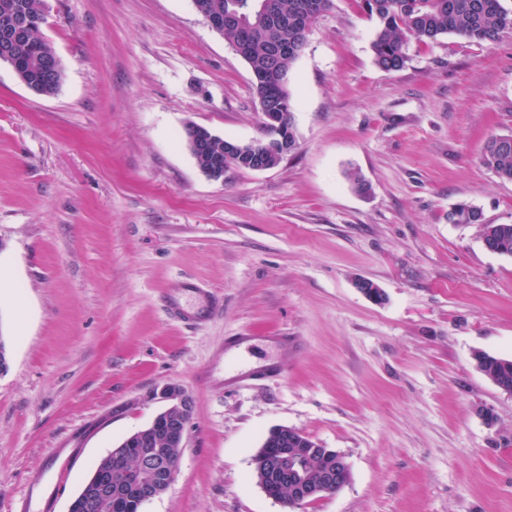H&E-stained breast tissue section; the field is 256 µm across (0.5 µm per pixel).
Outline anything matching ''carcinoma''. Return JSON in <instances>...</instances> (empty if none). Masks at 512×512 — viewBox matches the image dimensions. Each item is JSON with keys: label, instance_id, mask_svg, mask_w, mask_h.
<instances>
[{"label": "carcinoma", "instance_id": "carcinoma-1", "mask_svg": "<svg viewBox=\"0 0 512 512\" xmlns=\"http://www.w3.org/2000/svg\"><path fill=\"white\" fill-rule=\"evenodd\" d=\"M262 0H193L199 13H221L233 16L224 24V40L260 76L258 96L272 101V111L285 107L291 112L288 73L301 55L306 42L305 25L296 22L310 12L328 10L332 0H272L274 15L258 18ZM363 10L378 22L372 43L375 63L391 71L406 61L407 36L435 40L443 35H459L478 42H495L501 33L512 30V11L501 0H361ZM41 0H0V51L9 48L3 62L17 70V75L32 84L36 94L51 96L59 86L40 81L41 60L55 54L49 42L39 36ZM268 139L241 145L237 155L226 159L227 168L248 169L247 157L260 155V163L271 168L282 159L281 153L266 147L276 133L264 127ZM484 163L501 178L512 181V140L495 138L485 145ZM450 224H480L479 209L459 204L448 212ZM488 242L499 255L512 257V224H488L483 230ZM480 370L492 381L512 388V360L480 354ZM259 485L276 501L290 503L292 486L273 476L255 472Z\"/></svg>", "mask_w": 512, "mask_h": 512}]
</instances>
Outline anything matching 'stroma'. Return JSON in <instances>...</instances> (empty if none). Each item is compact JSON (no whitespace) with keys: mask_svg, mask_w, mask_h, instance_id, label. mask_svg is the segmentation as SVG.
<instances>
[{"mask_svg":"<svg viewBox=\"0 0 512 512\" xmlns=\"http://www.w3.org/2000/svg\"><path fill=\"white\" fill-rule=\"evenodd\" d=\"M63 66L31 93L0 62V512L58 481L67 512L97 463L183 388L193 415L176 476L143 512H290L255 478L268 431L345 455L349 482L300 512H512V395L473 354L512 358V181L483 162L512 135V30L493 43L409 38L376 65V18L333 0L289 73L296 147L213 180L195 123L261 138L248 64L193 0H43ZM370 184L357 194L347 178ZM373 281L376 303L355 286ZM190 279L224 299L170 320ZM288 374L219 391L202 376L228 336ZM483 234L497 254L512 257V224H486ZM179 291L196 295L198 301L187 303L180 294L170 293L166 301V314L174 320L191 326H201L223 309V301L212 296L208 291L197 288L193 282H186Z\"/></svg>","mask_w":512,"mask_h":512,"instance_id":"1","label":"stroma"}]
</instances>
